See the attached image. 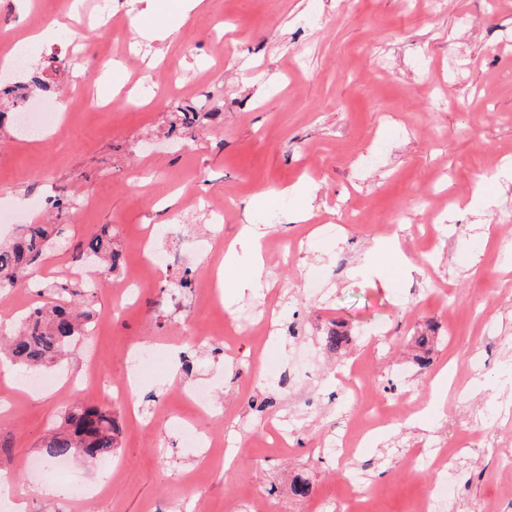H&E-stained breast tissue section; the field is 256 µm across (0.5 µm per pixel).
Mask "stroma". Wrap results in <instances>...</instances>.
I'll list each match as a JSON object with an SVG mask.
<instances>
[{"label":"stroma","instance_id":"1","mask_svg":"<svg viewBox=\"0 0 512 512\" xmlns=\"http://www.w3.org/2000/svg\"><path fill=\"white\" fill-rule=\"evenodd\" d=\"M152 19L168 37L147 41L137 28L111 31L125 0H31L18 12L0 0V34L25 37L38 17L55 21L33 68L0 91V205L18 224H59L63 247L39 263V288L0 291V330L41 305L54 284L92 300L94 329L48 369L54 391L31 393L16 367L0 364V470L14 491L0 512H322L342 503L341 464L323 440L347 418L415 412L365 449L357 466L369 490L367 512H417L424 491L450 480L444 512H512V0H206L173 22L169 6ZM39 82H32V75ZM52 98L58 125L29 139L15 129L18 92ZM197 118L175 128L179 108ZM302 185V200L275 206L263 194ZM55 196L88 201L86 212L34 208ZM305 204V220L294 217ZM266 227V282L220 304L171 289L183 266H147L142 231L173 225L161 249L197 245L191 265L207 273L223 261L206 249L216 234L232 241L245 221ZM18 224H1L0 239ZM140 269L142 288L117 301L108 281H68L72 248L102 225ZM343 225L340 237L317 227ZM291 246L288 263L275 243ZM410 274L383 273L392 244ZM321 272L325 294L313 292ZM264 315L266 336L246 335L247 310ZM497 340L482 330L486 310ZM381 331L374 350L327 351L333 328ZM432 337L418 366L417 337ZM150 347L157 368L136 376L133 357ZM99 377L125 384L100 397L70 387L86 356ZM364 360L368 382L347 402L337 375ZM313 366L322 376L303 401L288 397V374ZM446 370L441 406L428 408L434 373ZM209 388L221 411L199 417L201 432L223 433V456L207 467L174 429L189 407L176 382ZM104 401L120 435L112 467L82 457L57 476L41 443L73 405ZM431 444L448 450L444 469L409 456ZM308 479L309 497L293 493ZM81 485L85 496L73 492ZM63 487V495L43 490Z\"/></svg>","mask_w":512,"mask_h":512}]
</instances>
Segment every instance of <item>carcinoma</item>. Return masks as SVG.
I'll use <instances>...</instances> for the list:
<instances>
[{
    "label": "carcinoma",
    "mask_w": 512,
    "mask_h": 512,
    "mask_svg": "<svg viewBox=\"0 0 512 512\" xmlns=\"http://www.w3.org/2000/svg\"><path fill=\"white\" fill-rule=\"evenodd\" d=\"M61 229L50 224H24L9 242H0V290L22 288L33 278L36 266ZM94 259L98 274L108 278L119 267V253L112 249V235L103 229L76 246L75 262ZM93 319L90 306L74 303V292L53 288L48 301L21 320V330L7 341L4 356L30 373L63 360L87 335ZM117 447V426L110 410L84 405L65 413L60 426L42 444L43 454L64 459L74 454L92 461L112 458Z\"/></svg>",
    "instance_id": "1"
}]
</instances>
